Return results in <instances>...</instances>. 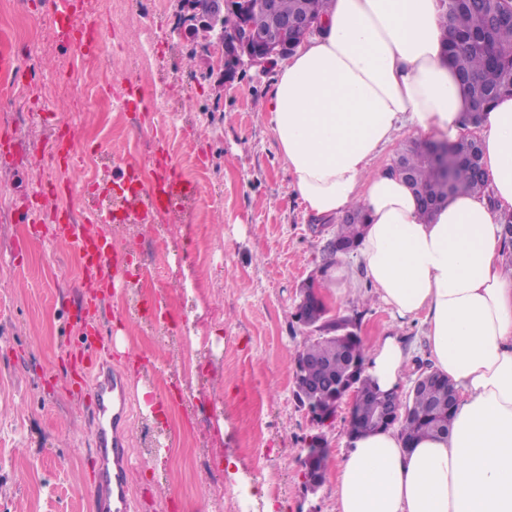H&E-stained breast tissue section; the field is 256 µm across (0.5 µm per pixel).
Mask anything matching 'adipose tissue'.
<instances>
[{
	"label": "adipose tissue",
	"instance_id": "ef3b65f1",
	"mask_svg": "<svg viewBox=\"0 0 512 512\" xmlns=\"http://www.w3.org/2000/svg\"><path fill=\"white\" fill-rule=\"evenodd\" d=\"M439 0H331L321 32L279 65L269 121L296 196L314 218L361 206L364 273L392 316L419 321L429 361L459 393L447 437L405 445L399 427L351 437L336 512H512V274L499 216L512 211V96L481 127L492 195L458 194L422 220L399 178L371 169L401 128L467 132ZM396 334L366 373L399 389Z\"/></svg>",
	"mask_w": 512,
	"mask_h": 512
}]
</instances>
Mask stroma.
Returning <instances> with one entry per match:
<instances>
[{
  "instance_id": "1",
  "label": "stroma",
  "mask_w": 512,
  "mask_h": 512,
  "mask_svg": "<svg viewBox=\"0 0 512 512\" xmlns=\"http://www.w3.org/2000/svg\"><path fill=\"white\" fill-rule=\"evenodd\" d=\"M41 2L30 0L23 22L43 40L16 51L15 74L26 79L32 66L58 82L84 58L57 36ZM129 9L140 21L95 15L106 33L102 55L146 63L102 80L107 97L129 80L144 90L119 139L74 123L70 97L32 102V120L0 121V133L37 145L54 128L40 115L52 113L77 142L66 172L75 191L41 224L19 221L14 208L32 168L0 153V200L10 207L0 223V512H97L88 490L94 431L77 361L107 352L113 372L146 392L127 430L135 512H336L352 401L340 404L324 482L309 492L302 439L317 428L293 384L305 336L294 319L300 289L316 280L330 315L359 316L366 349L395 331L412 357L426 358L420 326L392 317L356 255L325 262L337 220L310 218L294 193L269 122L273 67L248 66L221 82L210 47L171 36L178 0L160 11L152 0H129ZM161 125L172 163L198 191L173 201L170 223L112 226L123 286L103 300L89 334L77 315L75 251L49 234L70 207L96 202L83 188L81 155L98 153L121 185L129 163L151 168Z\"/></svg>"
}]
</instances>
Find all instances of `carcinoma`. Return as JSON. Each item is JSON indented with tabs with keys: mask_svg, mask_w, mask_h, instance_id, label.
Returning <instances> with one entry per match:
<instances>
[{
	"mask_svg": "<svg viewBox=\"0 0 512 512\" xmlns=\"http://www.w3.org/2000/svg\"><path fill=\"white\" fill-rule=\"evenodd\" d=\"M445 16L450 19L445 38L451 58L465 90L467 112L465 122L482 119L485 110L503 94H512V0H439ZM281 15L293 18L303 12L320 17L329 0H278ZM403 172L415 188L430 200L442 204L448 198L469 193L485 195L487 183L482 166L475 165L464 152L449 169L443 181L438 167L430 158L422 139H411L400 152ZM365 214L360 207L349 211V218L336 226L332 242L324 249L325 259L333 261L341 248L356 245L364 234ZM307 317L325 323L330 332L309 338L296 351L315 356L324 369L313 379L314 390L296 394L302 406L314 404L333 417L340 404L342 390L350 386L356 391L354 411L371 419L377 409L374 387L369 379L355 383L354 361L364 360L361 341L351 335L353 321L344 317L330 319L326 311L312 305L296 310L295 318ZM456 400L448 378L435 374V381L421 383L415 391L395 401L401 418L400 433L407 444L424 436L448 435ZM314 455L312 466L325 472L329 465L327 439L321 435L308 443Z\"/></svg>",
	"mask_w": 512,
	"mask_h": 512,
	"instance_id": "cac0c4a2",
	"label": "carcinoma"
}]
</instances>
